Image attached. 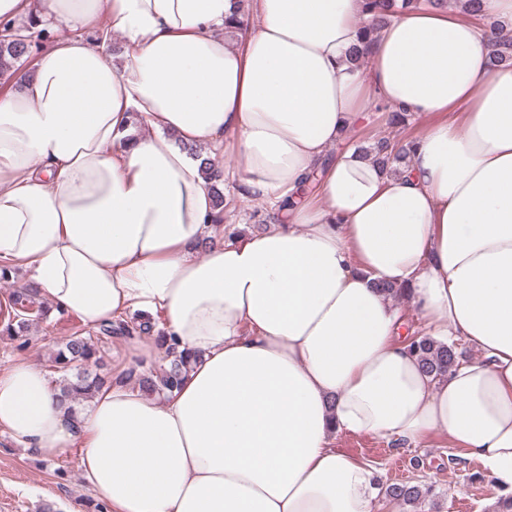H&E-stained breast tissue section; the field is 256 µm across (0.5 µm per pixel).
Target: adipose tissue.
Wrapping results in <instances>:
<instances>
[{
  "label": "adipose tissue",
  "instance_id": "adipose-tissue-1",
  "mask_svg": "<svg viewBox=\"0 0 512 512\" xmlns=\"http://www.w3.org/2000/svg\"><path fill=\"white\" fill-rule=\"evenodd\" d=\"M363 7L249 0L241 31L235 0H0L1 20L55 33L0 96V262L86 326L149 316L190 356L162 398L118 379L73 416L29 361L0 368V431L46 457L80 447L106 512H389L339 433L447 437L512 497V65L491 67L481 25L425 8L354 66ZM380 104L429 119L391 173L337 148ZM199 145L245 159L265 229L225 239L226 173L206 176ZM377 279L478 358L425 374Z\"/></svg>",
  "mask_w": 512,
  "mask_h": 512
}]
</instances>
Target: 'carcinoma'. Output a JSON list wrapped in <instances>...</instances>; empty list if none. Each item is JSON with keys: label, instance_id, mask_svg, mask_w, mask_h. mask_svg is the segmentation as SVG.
<instances>
[{"label": "carcinoma", "instance_id": "cac0c4a2", "mask_svg": "<svg viewBox=\"0 0 512 512\" xmlns=\"http://www.w3.org/2000/svg\"><path fill=\"white\" fill-rule=\"evenodd\" d=\"M447 0H365L367 18L363 22V38L372 39L391 18L404 11L421 9L426 6L443 7ZM32 26H17L11 21H0V74L10 71L14 63L28 56L33 38ZM495 34V46L492 64L498 65L512 61V38L501 35L502 28L491 26ZM414 141L402 145L380 137L370 147L374 161L384 170H391L407 162ZM34 288H18L11 298L12 315L9 316L5 331L15 340L18 347L29 344V338L22 335L34 320L46 319L48 310L37 304ZM131 334L127 325L118 322L99 327V335L84 336L78 332L70 336L52 358L50 373L57 376L55 382L60 386L62 400L77 404L89 398L104 387L112 385V377L88 371L90 364L103 366L106 346L112 344L115 335ZM410 350L416 353L424 370L429 374L441 376L460 363L463 351L457 342H439L429 337H417L410 343ZM188 365L186 357L168 351L165 361L143 372L130 371L129 376L136 377V385L145 392L161 393L172 391L179 383ZM428 490L409 482L386 485V496L414 505L426 496Z\"/></svg>", "mask_w": 512, "mask_h": 512}]
</instances>
